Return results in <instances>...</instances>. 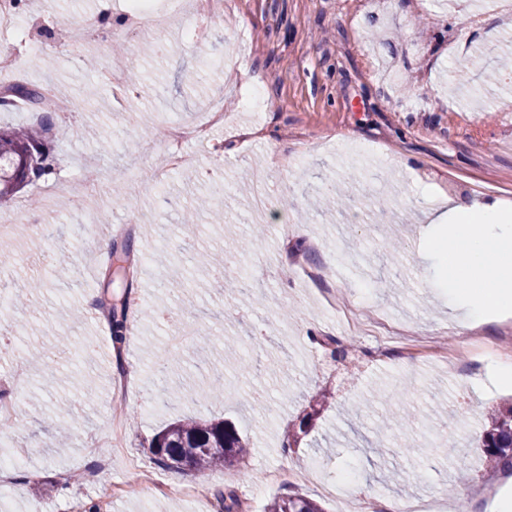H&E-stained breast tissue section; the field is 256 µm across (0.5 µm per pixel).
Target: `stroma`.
I'll use <instances>...</instances> for the list:
<instances>
[{
    "mask_svg": "<svg viewBox=\"0 0 512 512\" xmlns=\"http://www.w3.org/2000/svg\"><path fill=\"white\" fill-rule=\"evenodd\" d=\"M386 8L378 0H224L223 19L199 22L202 42H187L188 22L173 19L163 44L140 35L126 16L125 0H41L20 7L19 32H0V55L23 37L51 59L36 66L18 56L0 72V86L52 84L56 94L79 100L70 112L51 113L45 147L55 170L0 201V215L17 201L26 211L0 238V271L18 294L41 281L26 306L0 323V377L17 360L27 381L16 393L20 420L0 432V454L18 455L14 483L0 490V512H68L71 503L97 501L90 476L105 473L120 488L107 512H263L274 497L297 492L326 512H352L360 496L380 501L437 496L467 512H499L512 500V470L490 469L478 447L485 419L512 385L499 382L497 359L449 375L439 359L458 339L465 309L443 288L444 258L429 245L441 232L427 216L440 195L478 207L512 202V71L477 60L481 77L461 86L448 36L468 33L475 47L489 45L512 57V23L488 15L468 28L467 0H410ZM104 17L121 39L101 32L71 44L76 21ZM246 52L239 67L262 76L272 106L252 112L247 86L225 83L213 61L227 44ZM125 69L137 82L134 96L110 94L105 75ZM94 97H85L87 86ZM223 97L237 123H260L273 141L240 146L225 138L211 153L190 142L185 151L214 180L155 184L151 173L168 154L166 128L176 116ZM266 183L275 208L256 232L250 200L233 186L249 177ZM95 181L100 191L88 197ZM391 224L374 221L382 200ZM134 240L141 260L132 284L109 274L112 245ZM224 250L220 271L198 268L197 251ZM263 270L253 291L234 298L226 278L244 263ZM130 295L128 322L135 330L114 350L106 319L68 320L89 299ZM165 305L198 322L203 335L189 349L168 351L166 320L145 310ZM209 359L224 376L222 398L171 405L152 397L155 368L168 363L174 382L208 386L194 361ZM261 361L257 374L243 371ZM329 401L314 427L288 445L286 430L311 396ZM262 405H254V395ZM135 421L127 451L152 475L142 483L111 449L86 454L83 438L101 432L113 406ZM355 416H347L349 407ZM186 416L232 421L251 452L238 475H205L157 465L151 438ZM69 434L66 450L49 438ZM333 455L319 453V444ZM399 465L397 485L388 470ZM316 467L327 479H352L343 500L314 485L293 483V469ZM207 484L206 500L168 494L170 486Z\"/></svg>",
    "mask_w": 512,
    "mask_h": 512,
    "instance_id": "35a3bbf8",
    "label": "stroma"
}]
</instances>
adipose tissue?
Segmentation results:
<instances>
[{"label":"adipose tissue","mask_w":512,"mask_h":512,"mask_svg":"<svg viewBox=\"0 0 512 512\" xmlns=\"http://www.w3.org/2000/svg\"><path fill=\"white\" fill-rule=\"evenodd\" d=\"M448 230L434 247L448 259L445 285L464 296L471 325L483 324L490 308L512 307V214L499 205L449 206L436 218Z\"/></svg>","instance_id":"1"}]
</instances>
